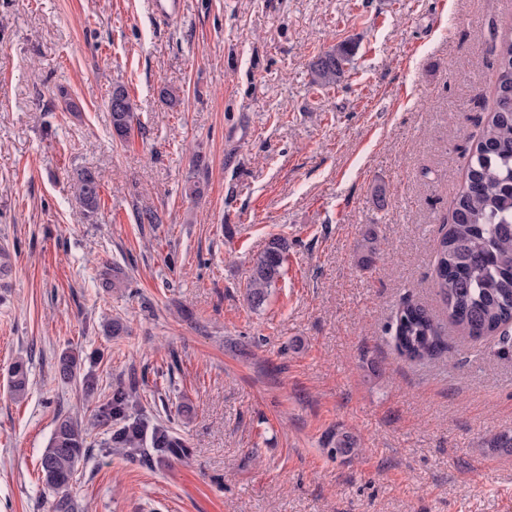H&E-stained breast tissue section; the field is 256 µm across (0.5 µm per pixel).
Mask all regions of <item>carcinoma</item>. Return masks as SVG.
<instances>
[{
  "label": "carcinoma",
  "mask_w": 512,
  "mask_h": 512,
  "mask_svg": "<svg viewBox=\"0 0 512 512\" xmlns=\"http://www.w3.org/2000/svg\"><path fill=\"white\" fill-rule=\"evenodd\" d=\"M353 46L340 43L318 55L310 67L311 83L334 85L345 73ZM496 94L490 118L476 145L469 150L466 180L452 211L448 229L440 237L433 269L436 288L448 307V320L467 338L480 340L508 335L512 326V35L499 43ZM112 137L127 139L133 130L135 108L127 89L115 85L109 97ZM75 197L87 216L101 206V183L89 169L77 174ZM288 240L278 236L252 261L248 301L265 303L283 275ZM441 331L428 311L406 300L398 308L393 340L398 352L411 361L435 357ZM80 356L64 352L57 365L61 378H77ZM10 387L25 395L28 369L19 360L9 372ZM136 381L119 380L93 409V424L104 429L103 448L130 461H147L156 468L191 455L188 439L176 428L152 424L139 405ZM88 432L69 416H59L48 448L41 458L42 479L56 491L52 512H74L66 488L78 465L91 450Z\"/></svg>",
  "instance_id": "obj_1"
}]
</instances>
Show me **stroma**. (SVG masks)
<instances>
[{
  "mask_svg": "<svg viewBox=\"0 0 512 512\" xmlns=\"http://www.w3.org/2000/svg\"><path fill=\"white\" fill-rule=\"evenodd\" d=\"M180 9L171 24L157 0H0V512H51L40 461L61 413L90 433L79 512H512V452L489 445L512 429V354L464 338L433 281L512 0ZM341 42V81L311 85ZM116 84L136 113L124 142ZM83 169L102 186L91 218L73 196ZM275 235L287 272L254 310L252 260ZM115 265L123 284L102 287ZM406 300L439 323L438 356L396 350ZM115 318L126 334L104 335ZM68 349L96 355L104 391L146 372L140 402L151 414L166 396L189 458L162 471L102 450L90 403L57 376ZM340 432L355 441L342 456ZM353 46L340 43L318 55L310 67L311 83L318 86L334 85L345 73V65L353 55ZM114 100H116L114 102ZM111 112L112 137L126 140L133 130L135 108L127 89L123 85H115L109 97Z\"/></svg>",
  "mask_w": 512,
  "mask_h": 512,
  "instance_id": "1",
  "label": "stroma"
}]
</instances>
